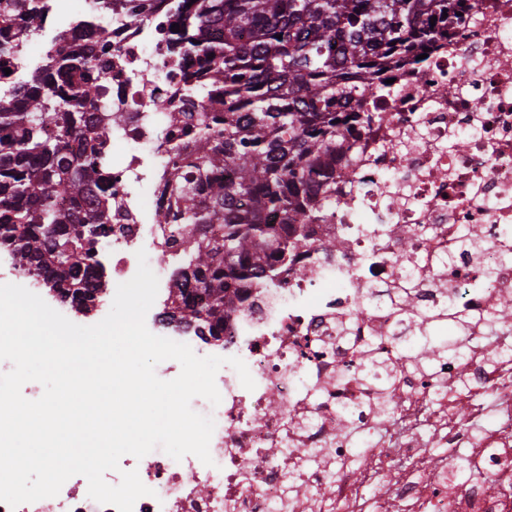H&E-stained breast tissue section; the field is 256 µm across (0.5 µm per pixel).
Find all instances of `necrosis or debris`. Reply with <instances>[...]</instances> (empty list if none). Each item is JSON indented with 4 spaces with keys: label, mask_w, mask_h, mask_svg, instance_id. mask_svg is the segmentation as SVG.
I'll use <instances>...</instances> for the list:
<instances>
[{
    "label": "necrosis or debris",
    "mask_w": 512,
    "mask_h": 512,
    "mask_svg": "<svg viewBox=\"0 0 512 512\" xmlns=\"http://www.w3.org/2000/svg\"><path fill=\"white\" fill-rule=\"evenodd\" d=\"M448 46L422 65L392 70L389 94L372 99L383 123L357 125L336 153V174L354 171L363 188L315 225L278 286H255L246 306L224 318L215 346L149 310L155 335L195 354L238 357L255 381L245 389L222 367V400L197 397L212 417V465L155 450L120 460L150 495L133 512H512V0H471ZM24 51L47 30L80 29L100 0H44ZM112 61L96 76L124 122L113 126L112 232L105 238L112 282L130 280L136 253L162 252L153 271L166 295L180 248L156 222L168 206L171 164L148 118L181 108V70L170 42L168 0L148 10L114 0L104 14ZM471 78L460 82L461 70ZM396 140L400 152L385 148ZM336 236L327 252L318 242ZM412 306L454 305L469 314L462 332L415 329L395 320L398 283ZM460 346V355L423 361L424 337ZM379 347L402 371L395 405L374 408L378 391L365 352ZM75 475L52 498L0 512H117L89 498Z\"/></svg>",
    "instance_id": "1"
}]
</instances>
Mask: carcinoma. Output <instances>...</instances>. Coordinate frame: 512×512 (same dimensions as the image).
<instances>
[{
	"label": "carcinoma",
	"instance_id": "cac0c4a2",
	"mask_svg": "<svg viewBox=\"0 0 512 512\" xmlns=\"http://www.w3.org/2000/svg\"><path fill=\"white\" fill-rule=\"evenodd\" d=\"M467 0H196L181 7L173 43L183 51L181 112H152L158 137L177 160L166 173L170 226L166 242L183 244L173 283L179 323L224 334V312L243 305L255 283L272 284L311 225L327 221L336 198V150L352 123L338 112L363 102L398 60L448 44L452 20ZM42 0H0V58L18 55ZM437 20H432V17ZM282 38H277V35ZM62 33L27 81L0 95V250L59 298L89 310L106 280L91 247L112 233V208L101 201L112 164L104 124L123 116L104 107L100 84L82 75L94 49L70 46ZM357 74L348 81L347 74ZM192 134L184 156L167 125ZM211 224L224 234L208 235ZM424 351L461 352L431 341Z\"/></svg>",
	"mask_w": 512,
	"mask_h": 512
}]
</instances>
